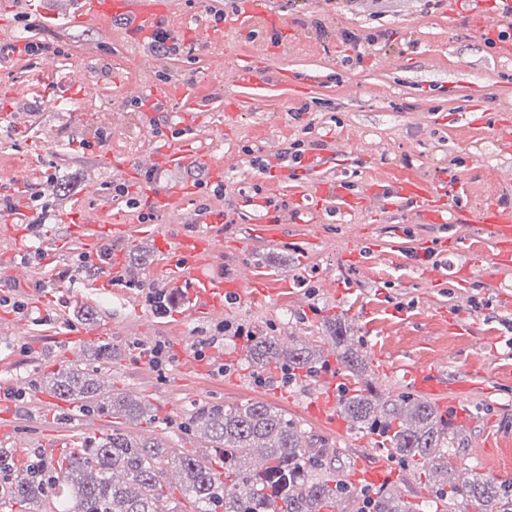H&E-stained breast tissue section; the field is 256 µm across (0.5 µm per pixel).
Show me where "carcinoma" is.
Returning a JSON list of instances; mask_svg holds the SVG:
<instances>
[{
	"label": "carcinoma",
	"instance_id": "carcinoma-1",
	"mask_svg": "<svg viewBox=\"0 0 512 512\" xmlns=\"http://www.w3.org/2000/svg\"><path fill=\"white\" fill-rule=\"evenodd\" d=\"M325 331L339 369L353 385L344 389L341 412L352 428L380 437V446L412 470H427L434 496L458 512H512V484L485 478L465 466L448 477V454L457 453L455 435L435 405L408 393L385 396L365 377L364 355L341 318ZM247 362L255 370L278 365L292 380L322 367L317 349L284 346L274 336H253ZM59 399L79 398L132 419L145 405L121 393L104 398L100 379L80 370H60L46 378ZM191 426L209 433L214 453L170 452L161 438L114 429L73 449L54 464L32 458L25 474L10 482V499L34 504L53 500L55 512H158L166 494L163 477L174 468L183 475L180 493L196 512H336L359 507L358 492L328 468L326 450L314 449V436L300 422L263 401L204 406ZM413 505L384 488L371 498L370 512H411Z\"/></svg>",
	"mask_w": 512,
	"mask_h": 512
}]
</instances>
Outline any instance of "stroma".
I'll use <instances>...</instances> for the list:
<instances>
[{"mask_svg": "<svg viewBox=\"0 0 512 512\" xmlns=\"http://www.w3.org/2000/svg\"><path fill=\"white\" fill-rule=\"evenodd\" d=\"M222 48L195 47L172 59H156L141 70L127 43L125 29L115 20L36 27L35 37L57 48L58 67L43 72L37 58L11 57L0 67V102L11 105L10 91L26 88L10 125L0 128V154L27 164L24 185L41 200L54 197V184L64 175L81 177L82 192L50 208L49 220L58 223L74 202L97 207L87 187L106 188L117 176L99 162L100 149L145 159L155 138L141 112L129 104L131 86L157 81L191 84L209 109L196 113L194 125L206 162L224 167V198L216 209L224 213V239L240 238L249 230L245 251L225 250L218 262L225 277H236L242 263L262 267L286 283L282 303L271 305L243 298L223 317L195 320L182 309L155 312L149 300L167 292L154 283L112 290L92 288L82 277L58 280V271H76L75 253L37 269L39 297L49 312L72 317V300L82 296L94 308L96 323L112 326V361L96 363L91 350H82L78 366L97 369L101 394L120 391L141 400L147 408L172 405V425L141 418L92 413L90 435L123 428L136 435L164 438L174 453L201 454L210 445L206 435L193 432L188 420L200 406L260 399L302 420L312 435L324 439L337 471L351 475L362 453L375 449L369 435L340 433L308 419L304 406L314 393V378L293 382L287 398L268 392L278 369L254 372L241 352L245 339L233 331L245 327L327 352L332 348L322 329L325 319L341 316L362 339L369 374L386 395L407 391L402 375H386L377 364L416 360L447 372L496 378L494 391H475L469 399L470 424L455 431L463 446L449 456V470L463 465L497 481L512 482V310L502 294L512 293V270L490 278L478 275L466 286H450L447 276L430 281L422 277L412 258L422 242L453 239L470 252L487 253V237L471 224H425L417 208L396 213L384 206V192L408 179L435 181L455 175L466 186V201L480 209L512 198V144L502 128L476 125L467 119L469 95L481 90L486 112L504 115L512 126V51L503 44L487 47L483 33L466 21L469 0H459L456 21L448 19V5L425 7L422 0H271L280 17L279 43H272L264 24L242 28L236 22L235 0H224ZM363 38L361 50L344 42L343 32ZM374 43H367V36ZM249 60L270 75L283 71L318 69L324 82L305 92L249 90L233 79V64ZM74 68L86 74L83 95L66 99L65 111H45L44 97L61 95L66 75ZM239 97L246 105L236 117L224 112L226 99ZM108 130L99 144L100 130ZM322 142L312 179H294L291 168L261 173L255 158L270 159L296 140ZM350 181L366 199L365 208L344 218L325 217L315 229L291 221L292 209L306 200L316 180ZM259 195L281 204L287 240L269 245L257 233L259 212L249 210L245 196ZM380 245L367 264L348 261L351 249L366 242ZM470 325L471 334L453 330L449 311ZM221 335V347L235 354L234 363L211 365L203 374L179 378L172 355L196 352L200 342ZM155 337L164 345L161 364L141 357V339ZM55 329L28 317L12 335L0 334V380L42 379L61 368ZM70 421L69 410L44 409L21 400L12 424L28 445L15 457V469L24 472L29 444L49 439Z\"/></svg>", "mask_w": 512, "mask_h": 512, "instance_id": "35a3bbf8", "label": "stroma"}]
</instances>
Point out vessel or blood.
<instances>
[{
  "mask_svg": "<svg viewBox=\"0 0 512 512\" xmlns=\"http://www.w3.org/2000/svg\"><path fill=\"white\" fill-rule=\"evenodd\" d=\"M65 11L43 8L41 25L52 28L61 19L76 23L90 22L102 17L123 16L128 20L126 33L133 48H141L157 32L158 27L171 14L174 0H67ZM238 20L242 25L261 21L271 22L269 0H240ZM221 26L206 25L200 20L182 26L177 35L183 44L204 41L207 45L221 43ZM192 89L184 83L166 85L146 84L133 94L136 101L159 105L180 114V105L191 96ZM204 159L194 137L161 142L151 155V164L157 168L189 170ZM101 161L110 170L120 172L124 180L141 179L142 166L133 160L106 152ZM199 189L193 178H186L173 186L153 185L145 189L143 201L155 214H162L170 207L187 199L196 198ZM465 185L451 176L443 183L426 180H408L396 183L386 196L393 208L414 205L425 223L445 224L451 221L475 225L488 236L492 250L485 263L492 270L512 269V206L500 202L471 211L463 204ZM361 195L352 192L342 182H319L308 204L294 208L292 221L296 224L319 223L324 211L333 209L345 215L360 209ZM103 210L109 211V220L80 206H72L61 224L53 231L42 234L31 226L30 211L22 204L13 210L0 211V232L16 238L19 248L7 263L0 265V280L12 287H25L30 283L34 264H49L71 245H79L82 254L95 274L96 288H109L124 279L125 261L121 255L112 254L109 245L117 240L134 239L139 235L137 226L129 224L122 213L116 212L112 201H104ZM219 214L210 215L193 211L188 223L158 224L153 229L154 246L164 258L152 279L163 280L182 292L187 314L196 319H209L222 314L228 301L249 295L252 299L277 300V289L271 288L266 277L251 274L245 277L224 278L214 270V258L222 250L223 242L213 228L222 223ZM111 327L93 329L76 323H63L58 334L63 340L65 357H73L82 346L111 334ZM405 378L417 391L436 399L442 409L450 411L454 422H464L467 417V398L477 383L473 377L451 374L414 362L404 367ZM341 378L336 372L321 375L320 392L307 406L310 416L327 426L345 430L346 422L336 404V387ZM398 474L388 463L372 455L360 456L355 480L361 485H379L395 482Z\"/></svg>",
  "mask_w": 512,
  "mask_h": 512,
  "instance_id": "b4317fda",
  "label": "vessel or blood"
}]
</instances>
